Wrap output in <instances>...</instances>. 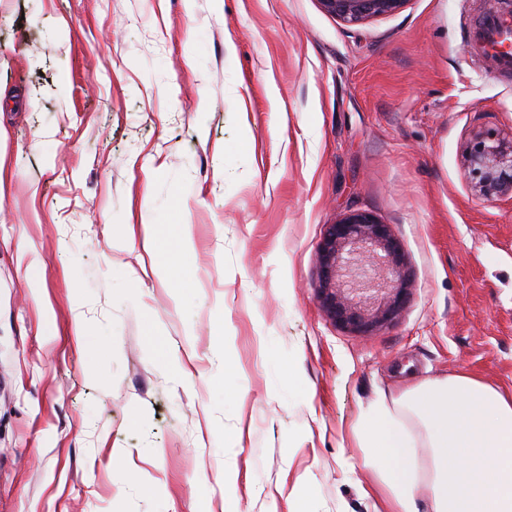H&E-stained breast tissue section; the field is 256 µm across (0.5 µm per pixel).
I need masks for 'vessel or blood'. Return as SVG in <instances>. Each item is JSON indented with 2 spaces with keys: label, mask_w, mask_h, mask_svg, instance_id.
I'll list each match as a JSON object with an SVG mask.
<instances>
[{
  "label": "vessel or blood",
  "mask_w": 512,
  "mask_h": 512,
  "mask_svg": "<svg viewBox=\"0 0 512 512\" xmlns=\"http://www.w3.org/2000/svg\"><path fill=\"white\" fill-rule=\"evenodd\" d=\"M468 39L489 76L512 77V9L479 17Z\"/></svg>",
  "instance_id": "1"
}]
</instances>
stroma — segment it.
Returning a JSON list of instances; mask_svg holds the SVG:
<instances>
[{"label":"stroma","instance_id":"1","mask_svg":"<svg viewBox=\"0 0 512 512\" xmlns=\"http://www.w3.org/2000/svg\"><path fill=\"white\" fill-rule=\"evenodd\" d=\"M486 11L0 0V512H374L372 404L461 373L512 393V197L465 167L512 135V81L466 43ZM356 209L411 275L370 336L318 299ZM408 0H320L323 8L345 23L355 24L372 17L400 11ZM465 160L476 196L486 200L512 197V135L507 139L493 129L475 132L466 146ZM165 239L170 244L174 245L176 250L173 255H179L189 249L190 233L189 225L186 224H167L165 225Z\"/></svg>","mask_w":512,"mask_h":512}]
</instances>
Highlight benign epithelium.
I'll list each match as a JSON object with an SVG mask.
<instances>
[{"instance_id":"obj_1","label":"benign epithelium","mask_w":512,"mask_h":512,"mask_svg":"<svg viewBox=\"0 0 512 512\" xmlns=\"http://www.w3.org/2000/svg\"><path fill=\"white\" fill-rule=\"evenodd\" d=\"M355 24L400 11L407 0H320ZM473 193L493 200L512 196V138L493 129L474 133L465 150ZM323 307L343 328L360 335L392 321L408 300L410 274L400 243L387 224L357 210L327 226L320 244Z\"/></svg>"}]
</instances>
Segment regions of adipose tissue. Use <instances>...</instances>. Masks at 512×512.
Segmentation results:
<instances>
[{
    "instance_id": "1",
    "label": "adipose tissue",
    "mask_w": 512,
    "mask_h": 512,
    "mask_svg": "<svg viewBox=\"0 0 512 512\" xmlns=\"http://www.w3.org/2000/svg\"><path fill=\"white\" fill-rule=\"evenodd\" d=\"M375 512H512V395L466 374L426 381L360 428Z\"/></svg>"
}]
</instances>
